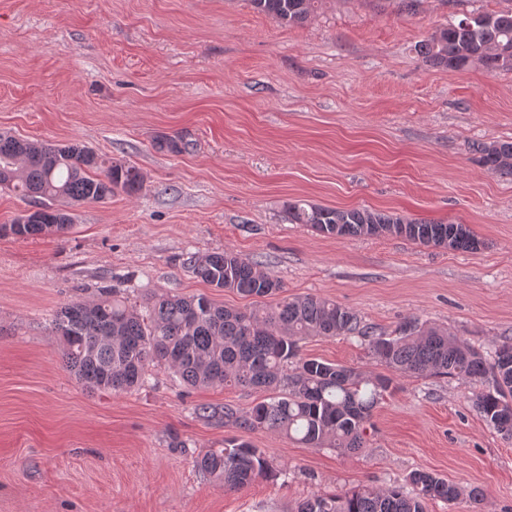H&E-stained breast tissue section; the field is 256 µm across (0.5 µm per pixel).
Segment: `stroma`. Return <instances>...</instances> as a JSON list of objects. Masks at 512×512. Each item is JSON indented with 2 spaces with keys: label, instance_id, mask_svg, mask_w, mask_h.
<instances>
[{
  "label": "stroma",
  "instance_id": "obj_1",
  "mask_svg": "<svg viewBox=\"0 0 512 512\" xmlns=\"http://www.w3.org/2000/svg\"><path fill=\"white\" fill-rule=\"evenodd\" d=\"M506 5L317 0L288 27L249 0H0V133L78 143L144 175L137 193L74 207L65 232L0 236V512H294L415 470L480 489L481 512H512V438L475 411V385L395 376L362 455L247 433L279 475L230 492L193 460L237 430L196 409L244 413L264 391L190 389L160 368L140 389L94 393L62 368L52 329L63 303L103 285L137 303L246 307L183 264L231 250L285 295L332 299L387 334L416 317L485 351L512 338V177L470 149L512 141V72L418 53L451 14ZM300 199L465 224L480 246L327 238L289 223ZM301 354L381 370L355 337L310 338Z\"/></svg>",
  "mask_w": 512,
  "mask_h": 512
}]
</instances>
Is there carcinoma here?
<instances>
[{"mask_svg":"<svg viewBox=\"0 0 512 512\" xmlns=\"http://www.w3.org/2000/svg\"><path fill=\"white\" fill-rule=\"evenodd\" d=\"M252 8L285 26H300L315 0H249ZM425 62L450 71L480 66L512 71V8L473 12L437 28L420 44ZM472 151L492 173L512 176V142H477ZM139 168L105 162L80 144L47 145L0 133V191L14 192L38 206L0 231L27 239L63 232L70 209L100 202L122 191L140 190ZM288 218L336 239L391 237L426 246L469 252L479 241L464 224L402 219L367 209L288 204ZM192 273L213 288L252 299L228 308L204 295H166L143 308L118 288L104 285L91 300L75 298L54 315L63 368L83 387L120 394L144 386L152 369L164 367L190 387H242L273 392L249 411L224 407L222 418L244 431L266 429L311 448L344 453L367 449V425L396 374L457 378L481 384L473 406L500 434L512 437V341L486 353L448 329L407 320L391 334L364 327L353 310L317 295L288 297L283 285L259 262L234 251L192 253ZM355 335L388 370L366 375L354 367L300 356L310 337ZM195 466L229 491L259 478L277 476L266 452L241 437L197 456ZM469 501L477 512L480 490L469 491L436 473L413 471L402 484L364 486L344 493L316 494L296 512H427V501Z\"/></svg>","mask_w":512,"mask_h":512,"instance_id":"cac0c4a2","label":"carcinoma"}]
</instances>
